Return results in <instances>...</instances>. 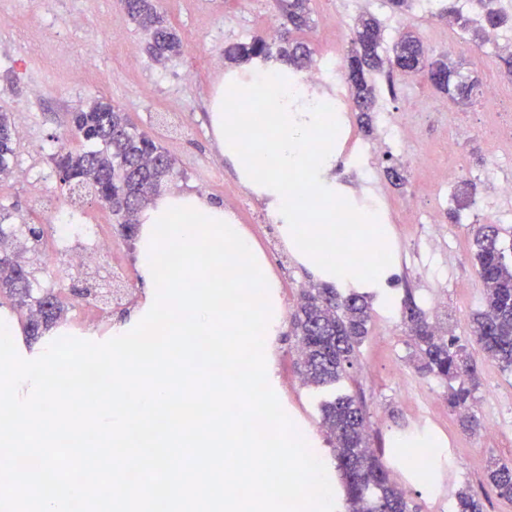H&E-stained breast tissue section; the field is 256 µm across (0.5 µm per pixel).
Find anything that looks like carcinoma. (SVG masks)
Wrapping results in <instances>:
<instances>
[{
	"label": "carcinoma",
	"instance_id": "1",
	"mask_svg": "<svg viewBox=\"0 0 512 512\" xmlns=\"http://www.w3.org/2000/svg\"><path fill=\"white\" fill-rule=\"evenodd\" d=\"M288 24L299 30L308 19L310 0H277ZM482 3V27H498L507 22L499 10ZM127 15L148 36V50L160 64L177 56L182 41L166 25L154 0H121ZM454 15L461 28L471 20L448 0H436L434 15ZM285 47L279 57L293 69L309 59V51L292 37L280 35ZM383 31L376 18L359 19L350 39L345 78L354 103L361 112L374 106V75L397 71L404 75L421 73L453 101H470L476 80L443 59H431L421 38L403 33L392 48L383 50ZM231 60L264 61L272 56L269 44L257 36L249 42L224 48ZM73 136L83 143L79 151H60L53 157L61 186L68 190L89 188L91 193L112 198L111 212L121 230L136 229L142 211L174 174L172 156L149 134L130 122L125 112L109 102L94 100L71 113ZM15 125L0 113V177L10 173L15 157ZM477 273L485 284L482 306L470 320L468 340L483 356L504 371H512V260L506 259L500 229L494 224L475 227L470 242ZM28 264L8 248L7 235L0 226V295L29 306L25 332L42 336L50 328L68 321V307L52 288H40L26 296L32 283L23 277ZM411 340L419 357L418 372L434 375L448 383V408L457 414L463 427L474 430L478 420L471 403L478 382L476 364L468 345L445 336L415 305L404 304ZM372 306L368 295L350 290L340 294L333 285L321 283L302 291L294 315L299 343V364L306 383L333 385L347 374L357 360L358 350L369 332ZM321 427L332 439L336 470L342 480V496L347 512H416L407 494L391 478L383 453L372 448L369 420L361 401L338 394L321 408ZM487 494L512 499V458L492 462L485 476ZM454 512H484L475 494L461 490Z\"/></svg>",
	"mask_w": 512,
	"mask_h": 512
}]
</instances>
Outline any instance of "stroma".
<instances>
[{
    "label": "stroma",
    "mask_w": 512,
    "mask_h": 512,
    "mask_svg": "<svg viewBox=\"0 0 512 512\" xmlns=\"http://www.w3.org/2000/svg\"><path fill=\"white\" fill-rule=\"evenodd\" d=\"M183 42L180 56L156 63L146 51L144 34L115 0H0V112L23 120L13 172L0 180V227L27 244V228L42 229L43 237L25 257L39 288H52L71 303V318L88 315L75 293L82 279L68 275L65 263L42 265L40 253L52 246L54 228L79 233L86 224L101 225L114 244L107 262L126 271L129 296L119 303L103 299L102 312L115 324L131 309L139 289L134 241L115 224L108 209L93 199L78 198L59 187L53 155L74 147L70 117L81 105L100 98L126 112L142 131L155 137L175 160L168 190L205 191L223 202L242 224L264 258L263 270L277 285L282 309L279 323L266 330L272 357L268 382L296 429L310 438L312 452L335 476L332 451L320 428L321 405L336 394L360 395L372 423L371 441L381 449L394 480L408 486L418 512H453L462 487L480 491L493 458L512 457V373L476 355L480 385L472 405L482 428H463L448 408V385L416 369L414 346L406 332L402 303L412 298L418 308L447 330L466 338L468 323L481 307L484 283L473 267L470 251L473 225L486 223L482 208L491 186L481 175L489 154L480 105H456L447 93L430 86L422 75H395L396 94L389 105L398 111L416 110L414 144L435 150L434 163L451 171L447 207H431L434 189L430 176L413 170L397 152L377 156L375 186L396 210L436 211L438 225L401 224L392 233V263L388 275L357 288L372 293L373 319L357 362L333 386L308 385L297 366L296 338L291 320L298 307L299 287L323 283L319 269L272 243L283 233L279 224L263 223L269 209L244 185L217 147L210 124V98L229 72H245L251 65L225 59L224 48L245 42L268 28H287L276 0H158ZM362 14L375 17L386 44L411 30L430 54L451 62L478 81L495 76L512 84V52L485 61L474 57L477 37L446 19L422 18L414 11L399 12L388 0H364ZM343 20L336 0H310V20L300 33L312 53L348 52V40L337 39ZM80 61L81 77L72 73ZM477 127L466 140L455 137L458 124ZM399 179H391L388 168ZM468 193L465 218L452 223L450 208ZM432 416L426 440L440 453L427 458L419 444H406L403 435L414 425L418 407ZM497 421L487 434L484 425Z\"/></svg>",
    "instance_id": "stroma-1"
}]
</instances>
